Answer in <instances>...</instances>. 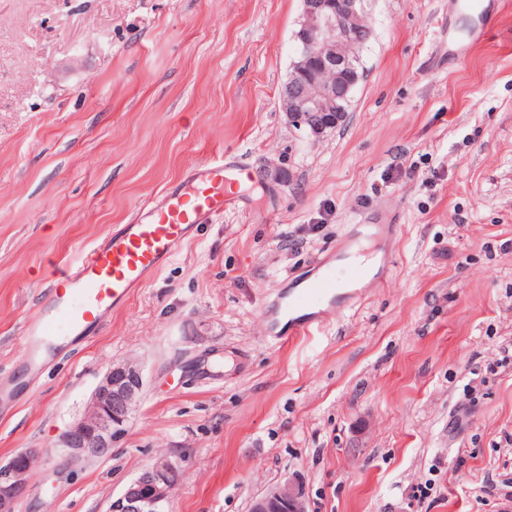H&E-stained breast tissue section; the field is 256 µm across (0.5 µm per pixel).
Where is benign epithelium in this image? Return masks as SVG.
<instances>
[{
    "instance_id": "obj_1",
    "label": "benign epithelium",
    "mask_w": 512,
    "mask_h": 512,
    "mask_svg": "<svg viewBox=\"0 0 512 512\" xmlns=\"http://www.w3.org/2000/svg\"><path fill=\"white\" fill-rule=\"evenodd\" d=\"M371 33L364 0H302L294 31L296 58L280 94L288 121L319 137L345 117L360 80L357 63ZM143 389L140 367L127 361L107 369L80 418L61 434L55 447L72 463L108 456L126 432ZM36 454L22 451L0 463V512H14L26 494ZM178 471L169 457H159L129 481L106 512H163ZM251 512H307L303 482L293 478L252 505Z\"/></svg>"
}]
</instances>
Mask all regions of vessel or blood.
Returning a JSON list of instances; mask_svg holds the SVG:
<instances>
[{
  "mask_svg": "<svg viewBox=\"0 0 512 512\" xmlns=\"http://www.w3.org/2000/svg\"><path fill=\"white\" fill-rule=\"evenodd\" d=\"M245 167L209 163L197 169L189 188L168 192L148 207L122 233L89 249L76 263L53 276V293L28 321L22 360L30 370L42 369L59 346L82 336L103 316L124 303L173 257L191 229L211 222L232 204V187L248 178ZM318 275L285 297L275 314H263L261 333L272 336L285 324L289 338L317 332L344 305L336 299V267L323 260Z\"/></svg>",
  "mask_w": 512,
  "mask_h": 512,
  "instance_id": "1",
  "label": "vessel or blood"
}]
</instances>
